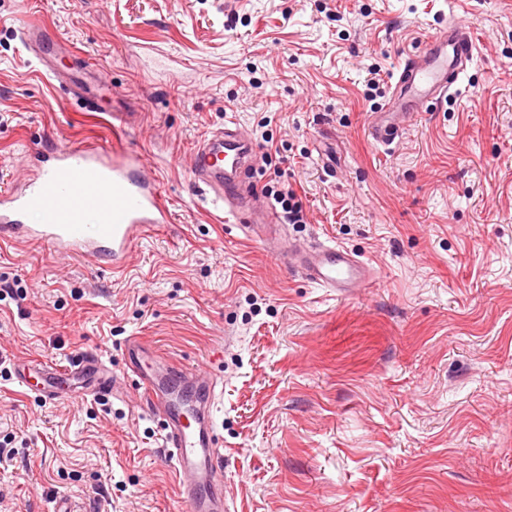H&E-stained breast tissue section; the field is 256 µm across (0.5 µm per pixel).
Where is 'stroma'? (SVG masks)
<instances>
[{
    "label": "stroma",
    "mask_w": 512,
    "mask_h": 512,
    "mask_svg": "<svg viewBox=\"0 0 512 512\" xmlns=\"http://www.w3.org/2000/svg\"><path fill=\"white\" fill-rule=\"evenodd\" d=\"M31 16L97 111L23 47ZM451 20L479 41L461 93L372 144L399 61ZM114 109L173 221L118 273L0 240V512H181L132 337L223 380L229 512H512V0H0V191L35 148L111 149ZM231 122L258 191L297 192L285 240L354 252L373 287L311 283L198 195L192 154ZM83 355L120 390L14 383Z\"/></svg>",
    "instance_id": "obj_1"
}]
</instances>
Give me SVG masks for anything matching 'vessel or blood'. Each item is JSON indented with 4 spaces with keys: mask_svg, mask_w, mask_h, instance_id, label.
Instances as JSON below:
<instances>
[{
    "mask_svg": "<svg viewBox=\"0 0 512 512\" xmlns=\"http://www.w3.org/2000/svg\"><path fill=\"white\" fill-rule=\"evenodd\" d=\"M20 35L44 72L60 79L57 54L36 19ZM475 61L471 34L457 23L431 32L423 53L402 62L384 111L368 125L373 144L390 145L403 126L423 108L455 93ZM253 147L238 128L225 127L199 145L195 181L225 223L241 225L272 255L293 257L299 272L320 287L344 294L369 285L374 270L343 247L317 242L305 251H291L270 234L276 226L272 210L256 192L243 193L237 172ZM36 214L37 223L27 221ZM156 179L140 167L139 158L123 150L85 146L52 152L21 192H0V238L51 245L61 254L90 255L121 268L127 253L156 227L171 223ZM127 371L136 376L151 407L166 422V454L180 478L179 500L185 512H224L223 456L215 431L216 385L206 373L169 365L149 353L139 339L125 346ZM40 380V396L51 402L79 391L111 394L112 370L90 356L66 366L40 363L22 367L16 380L28 387Z\"/></svg>",
    "mask_w": 512,
    "mask_h": 512,
    "instance_id": "vessel-or-blood-1",
    "label": "vessel or blood"
}]
</instances>
